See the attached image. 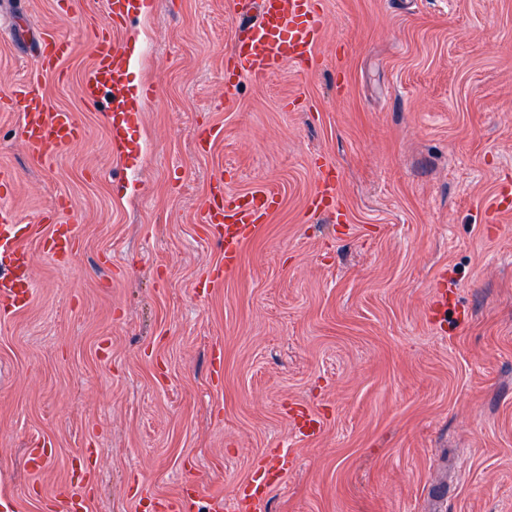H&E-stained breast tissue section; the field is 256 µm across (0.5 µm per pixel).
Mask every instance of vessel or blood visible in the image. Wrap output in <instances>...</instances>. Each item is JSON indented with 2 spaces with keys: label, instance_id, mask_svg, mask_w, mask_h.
<instances>
[{
  "label": "vessel or blood",
  "instance_id": "b4317fda",
  "mask_svg": "<svg viewBox=\"0 0 512 512\" xmlns=\"http://www.w3.org/2000/svg\"><path fill=\"white\" fill-rule=\"evenodd\" d=\"M147 0H106V17L94 38L95 61L81 81L79 94L86 104L109 113L112 141L121 143L136 120L129 91L130 58L112 41V33L139 16ZM258 18L253 25L237 28L234 44L226 61V88L237 86L246 73H266L281 63L294 62L310 54L323 28L316 0H255ZM74 48L71 38L47 34L39 45L41 71L56 70ZM21 116L19 135L32 156L45 159L69 148L84 135L74 113L49 111L38 79L31 78L15 87L8 102ZM221 190L213 196L201 221L222 227L223 257L215 268L212 286H221L225 275L240 262L244 242L265 222L276 200L262 190L235 194L224 190L223 176H216ZM14 177L0 170V309L17 311L32 298V258L28 239L43 237L44 247L57 263H64L74 247L73 230L60 231L58 211L43 213L40 223L20 224L8 198ZM56 501L60 512H89L87 497L76 487L61 486Z\"/></svg>",
  "mask_w": 512,
  "mask_h": 512
}]
</instances>
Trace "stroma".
Returning a JSON list of instances; mask_svg holds the SVG:
<instances>
[{"instance_id": "1", "label": "stroma", "mask_w": 512, "mask_h": 512, "mask_svg": "<svg viewBox=\"0 0 512 512\" xmlns=\"http://www.w3.org/2000/svg\"><path fill=\"white\" fill-rule=\"evenodd\" d=\"M318 2L304 66L228 90L252 9L153 0L112 35L154 89L123 157L79 95L103 0H0V102L36 75L84 127L38 160L0 109L10 204L68 199L76 236L63 266L28 240L31 303L0 311V500L55 512L72 483L91 512H160L194 480L207 512L278 451L266 512H512V0ZM42 31L75 44L44 74ZM219 174L279 204L212 288Z\"/></svg>"}]
</instances>
